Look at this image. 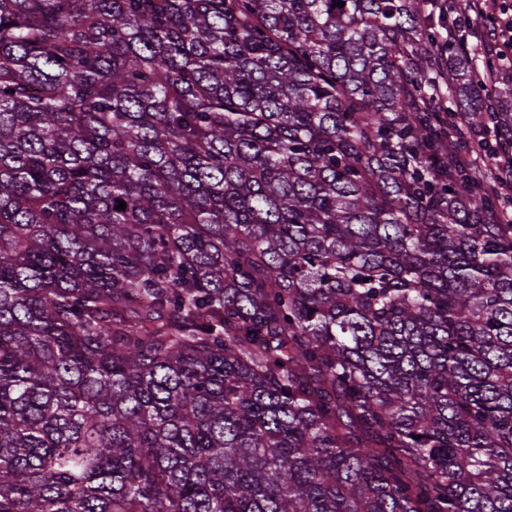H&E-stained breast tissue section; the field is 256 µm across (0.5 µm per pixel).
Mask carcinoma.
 <instances>
[{
    "instance_id": "1",
    "label": "carcinoma",
    "mask_w": 512,
    "mask_h": 512,
    "mask_svg": "<svg viewBox=\"0 0 512 512\" xmlns=\"http://www.w3.org/2000/svg\"><path fill=\"white\" fill-rule=\"evenodd\" d=\"M511 70L424 0H0V512H512V198L451 162Z\"/></svg>"
}]
</instances>
